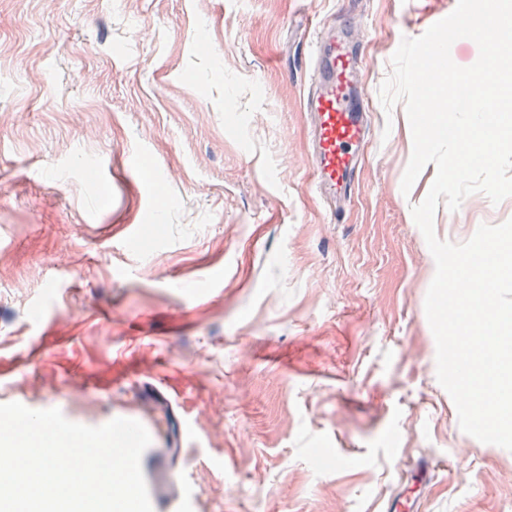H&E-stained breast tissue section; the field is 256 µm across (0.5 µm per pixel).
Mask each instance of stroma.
<instances>
[{
  "mask_svg": "<svg viewBox=\"0 0 512 512\" xmlns=\"http://www.w3.org/2000/svg\"><path fill=\"white\" fill-rule=\"evenodd\" d=\"M456 5L0 0V403L142 417L169 512H386L400 487L420 512H512V451L464 433L436 378L411 213L436 168L402 193L412 133L379 100L402 38ZM346 16L371 139L339 222L303 107L317 30ZM509 219L478 193L434 230Z\"/></svg>",
  "mask_w": 512,
  "mask_h": 512,
  "instance_id": "35a3bbf8",
  "label": "stroma"
}]
</instances>
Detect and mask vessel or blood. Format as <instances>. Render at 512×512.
Here are the masks:
<instances>
[{"label": "vessel or blood", "mask_w": 512, "mask_h": 512, "mask_svg": "<svg viewBox=\"0 0 512 512\" xmlns=\"http://www.w3.org/2000/svg\"><path fill=\"white\" fill-rule=\"evenodd\" d=\"M360 61L345 33L325 26L318 30L304 110L316 190L336 217L352 198L353 174L370 141L368 94L355 80Z\"/></svg>", "instance_id": "obj_1"}]
</instances>
